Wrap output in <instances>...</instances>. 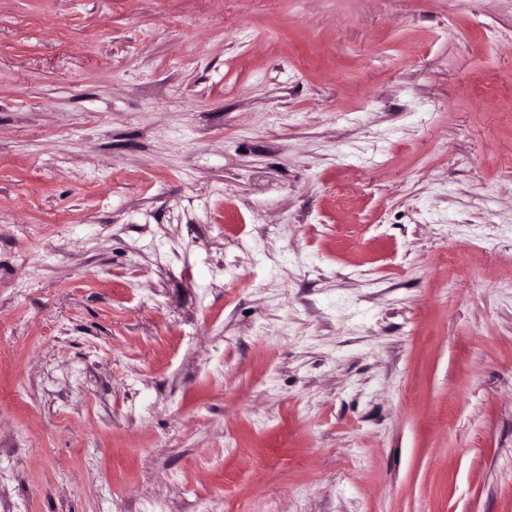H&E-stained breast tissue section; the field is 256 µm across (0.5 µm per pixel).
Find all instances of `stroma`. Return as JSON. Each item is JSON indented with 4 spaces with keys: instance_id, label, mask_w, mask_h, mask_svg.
<instances>
[{
    "instance_id": "35a3bbf8",
    "label": "stroma",
    "mask_w": 512,
    "mask_h": 512,
    "mask_svg": "<svg viewBox=\"0 0 512 512\" xmlns=\"http://www.w3.org/2000/svg\"><path fill=\"white\" fill-rule=\"evenodd\" d=\"M0 512H512V0H0Z\"/></svg>"
}]
</instances>
